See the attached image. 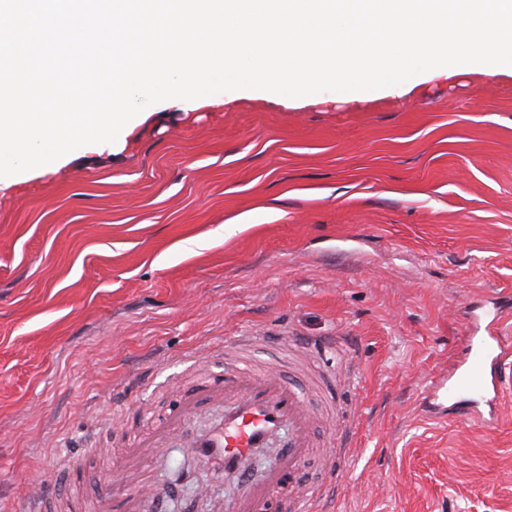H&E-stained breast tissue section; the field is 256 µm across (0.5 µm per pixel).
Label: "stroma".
Wrapping results in <instances>:
<instances>
[{"mask_svg": "<svg viewBox=\"0 0 512 512\" xmlns=\"http://www.w3.org/2000/svg\"><path fill=\"white\" fill-rule=\"evenodd\" d=\"M118 150L78 148L0 190V512L67 458L73 498L178 396L231 367L305 389L319 422L298 484L351 457L326 512H512V367L493 420L427 417L420 392L472 323H512V76L417 75L402 92L245 90L162 101ZM247 227L225 236L224 227ZM351 362L350 392L301 361ZM178 431L141 512H231L246 479Z\"/></svg>", "mask_w": 512, "mask_h": 512, "instance_id": "1", "label": "stroma"}]
</instances>
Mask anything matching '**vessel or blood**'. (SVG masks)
Instances as JSON below:
<instances>
[{
	"mask_svg": "<svg viewBox=\"0 0 512 512\" xmlns=\"http://www.w3.org/2000/svg\"><path fill=\"white\" fill-rule=\"evenodd\" d=\"M511 360L512 343L505 341L497 330L470 337L461 372L453 375L443 372L432 380L424 412L435 417L450 413L471 417L475 414V403L491 406L502 390V368ZM204 399L223 403L224 414L198 435L194 448L221 472L246 475V463L255 451L268 447L282 431L291 432L290 445L281 455L277 468L256 479L251 495L235 506V512H269L274 493L302 466L312 445L310 416L301 395L275 373L245 367L232 368L201 393L185 395L149 437L114 460L111 472L125 473L126 478L109 484L106 494L92 500L90 512H139L141 492L153 484L152 472L161 449ZM350 440L348 427L337 425L333 478L342 475ZM326 493V486L311 485L295 498L296 512H320ZM63 498V492L37 488L29 512H54Z\"/></svg>",
	"mask_w": 512,
	"mask_h": 512,
	"instance_id": "obj_1",
	"label": "vessel or blood"
}]
</instances>
